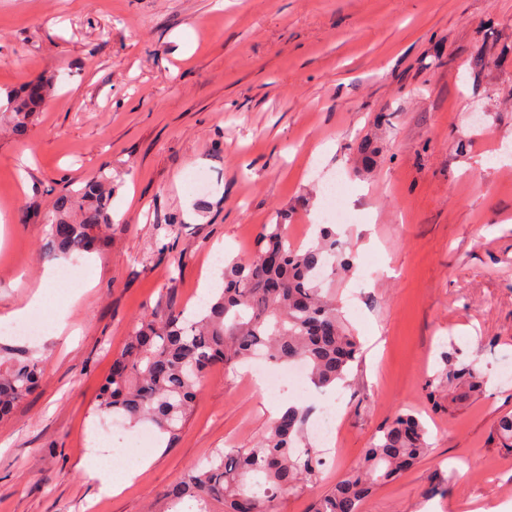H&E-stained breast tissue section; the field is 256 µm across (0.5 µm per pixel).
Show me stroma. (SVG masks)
<instances>
[{
  "label": "stroma",
  "instance_id": "obj_1",
  "mask_svg": "<svg viewBox=\"0 0 512 512\" xmlns=\"http://www.w3.org/2000/svg\"><path fill=\"white\" fill-rule=\"evenodd\" d=\"M43 75L56 92L29 135L0 130V316L31 307L48 266L75 279L31 307L44 336L0 333V355L43 373L0 420V512H148L213 449L256 441L281 399L338 410L314 489L276 512H307L399 408L431 447L363 512H512V449L493 435L512 413V0H0V101ZM103 167L107 245L43 260L56 196ZM334 177L356 217L354 268L324 282L362 345L348 383L276 399L213 368L176 439L136 456V427L113 436L112 468L136 475L102 490L82 463L132 324L199 308L222 285L213 260L250 257L261 225L315 243ZM367 256L384 273L363 284ZM450 341L489 383L437 407L425 383Z\"/></svg>",
  "mask_w": 512,
  "mask_h": 512
}]
</instances>
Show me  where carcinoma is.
<instances>
[{
	"instance_id": "cac0c4a2",
	"label": "carcinoma",
	"mask_w": 512,
	"mask_h": 512,
	"mask_svg": "<svg viewBox=\"0 0 512 512\" xmlns=\"http://www.w3.org/2000/svg\"><path fill=\"white\" fill-rule=\"evenodd\" d=\"M54 87L40 79L7 95L0 116L24 138ZM112 173L100 169L78 190L53 203L50 244L42 257L82 256L98 250L112 226ZM353 266L350 244L324 227L318 242L301 248L288 240L284 224H264L255 254L224 265V287L199 311L169 309L137 321L98 395L96 411L133 423H150L173 442L192 413L201 383L215 366L231 368L262 353L274 363L304 362L319 387L348 377L361 345L346 326L336 295L321 288L318 274L346 273ZM444 369L426 383L437 400L445 389L465 403L487 387L483 373L442 353ZM40 362L0 357V419L40 383ZM309 410L290 406L253 445L216 450L189 469L160 496L158 512H272L280 494L304 488L323 466L320 451L306 442ZM495 435L512 448V413L499 418ZM429 448L427 429L401 409L387 420L359 464L330 489L317 494L309 512H360L378 485L418 463Z\"/></svg>"
}]
</instances>
